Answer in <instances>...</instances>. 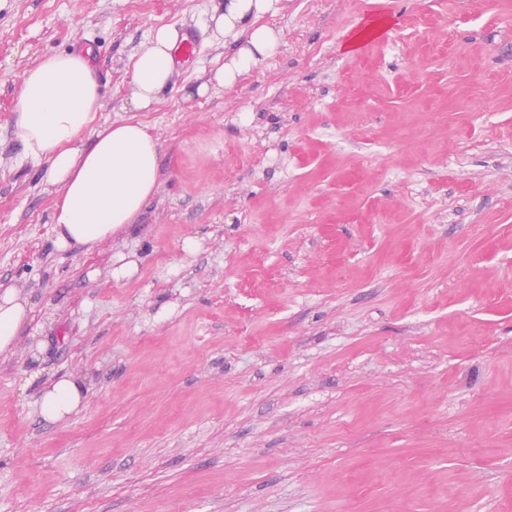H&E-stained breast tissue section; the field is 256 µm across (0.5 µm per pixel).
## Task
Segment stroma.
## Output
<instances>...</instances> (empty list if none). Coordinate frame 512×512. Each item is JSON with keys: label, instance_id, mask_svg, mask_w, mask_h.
Returning a JSON list of instances; mask_svg holds the SVG:
<instances>
[{"label": "stroma", "instance_id": "stroma-1", "mask_svg": "<svg viewBox=\"0 0 512 512\" xmlns=\"http://www.w3.org/2000/svg\"><path fill=\"white\" fill-rule=\"evenodd\" d=\"M209 4L0 0V282L36 315L0 360V512H512V0H282L230 89ZM164 25L197 48L131 113ZM78 46L98 123L161 144L135 229L89 253L54 248L12 134L23 70ZM63 374L90 391L45 421ZM386 25H387V18L384 16H379V17L370 19L366 23V27L364 28L363 31L346 35V38L344 39V41L341 45V49L347 54L353 53L359 47L361 38L366 32H369V31L381 32L382 30L385 29Z\"/></svg>", "mask_w": 512, "mask_h": 512}]
</instances>
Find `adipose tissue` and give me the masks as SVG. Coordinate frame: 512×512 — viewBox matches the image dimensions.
<instances>
[{"label": "adipose tissue", "instance_id": "1", "mask_svg": "<svg viewBox=\"0 0 512 512\" xmlns=\"http://www.w3.org/2000/svg\"><path fill=\"white\" fill-rule=\"evenodd\" d=\"M281 0H220L210 21L215 33L238 49L214 74L234 87L253 68L274 56L282 33L260 24L276 14ZM176 28L160 26L130 60L133 110L156 104L174 73ZM100 108L96 69L89 51L43 57L20 76V96L12 119L23 147V162L43 171L56 186L52 216L54 246L66 251L93 249L135 225L161 177L159 141L141 123L116 121L94 127ZM34 304L16 288H0V356L12 352L34 320ZM81 378L62 375L46 384L39 404L42 417L59 422L82 404Z\"/></svg>", "mask_w": 512, "mask_h": 512}]
</instances>
